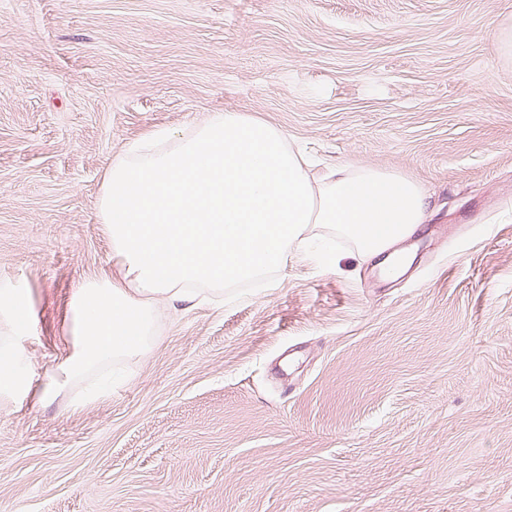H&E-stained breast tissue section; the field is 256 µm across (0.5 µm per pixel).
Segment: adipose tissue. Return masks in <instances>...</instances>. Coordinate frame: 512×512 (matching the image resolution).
<instances>
[{
	"label": "adipose tissue",
	"mask_w": 512,
	"mask_h": 512,
	"mask_svg": "<svg viewBox=\"0 0 512 512\" xmlns=\"http://www.w3.org/2000/svg\"><path fill=\"white\" fill-rule=\"evenodd\" d=\"M425 195L371 166L311 175L280 131L247 112H214L184 130L155 129L103 175L98 221L113 272L86 277L68 302V350L36 371L37 333L23 281L0 282V410L25 396L79 411L112 390V368L156 346L161 309L200 304L250 281L272 287L289 251L336 267L334 239L378 257L423 224Z\"/></svg>",
	"instance_id": "1"
}]
</instances>
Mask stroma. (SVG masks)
Returning a JSON list of instances; mask_svg holds the SVG:
<instances>
[{
  "label": "stroma",
  "mask_w": 512,
  "mask_h": 512,
  "mask_svg": "<svg viewBox=\"0 0 512 512\" xmlns=\"http://www.w3.org/2000/svg\"><path fill=\"white\" fill-rule=\"evenodd\" d=\"M512 0H0V281L37 312L111 272L130 142L250 113L322 170L417 182L410 261L289 259L162 311L79 411H0V512H512Z\"/></svg>",
  "instance_id": "stroma-1"
}]
</instances>
